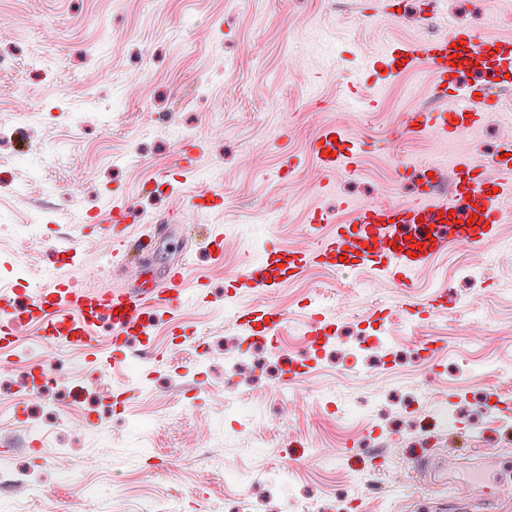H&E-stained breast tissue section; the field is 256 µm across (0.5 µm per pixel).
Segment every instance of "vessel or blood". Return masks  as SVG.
<instances>
[{
	"instance_id": "1",
	"label": "vessel or blood",
	"mask_w": 512,
	"mask_h": 512,
	"mask_svg": "<svg viewBox=\"0 0 512 512\" xmlns=\"http://www.w3.org/2000/svg\"><path fill=\"white\" fill-rule=\"evenodd\" d=\"M426 68L436 99L449 101V108L408 113L403 134H431L447 141L478 127L486 112L497 107L492 89L507 86L512 75V38L477 35L460 24H449L443 32L391 45L385 54L364 60V71H385L396 76ZM480 78L486 95L475 97L463 85L466 74ZM358 134L333 124L323 128L311 152L324 175L352 171L365 148ZM493 173H486L475 154L455 157L450 174L425 165L404 166L401 177L414 183L413 197L392 203L367 202L352 206V223L340 224L335 235L320 236L323 212L308 216L310 247L297 254L272 252L236 279L237 291H273L284 281L296 278L306 267L328 270L370 267L380 277L408 287L413 273L433 257L455 244L474 249L494 240L500 224L512 221V136L502 139ZM449 183L447 196H440L442 183ZM482 222H473V215ZM134 221L129 206L113 201L110 222L116 236H123ZM185 268L169 266L158 285L147 293L94 292L75 281L51 285L37 304L26 308L30 319L43 324L44 338L54 341L67 336L83 341L98 321L112 331V359L126 361L127 337L143 334L148 320L159 308L183 304ZM247 336H272L283 322V313L270 306L244 312ZM465 478L474 488L487 512H504V488L512 484V464L464 458L448 469L449 482Z\"/></svg>"
}]
</instances>
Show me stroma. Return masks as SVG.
I'll return each instance as SVG.
<instances>
[{
	"label": "stroma",
	"mask_w": 512,
	"mask_h": 512,
	"mask_svg": "<svg viewBox=\"0 0 512 512\" xmlns=\"http://www.w3.org/2000/svg\"><path fill=\"white\" fill-rule=\"evenodd\" d=\"M378 0H0V54L16 77L0 80V293L26 305L49 279H78L92 291L148 288L165 267L187 261L188 298L129 341L130 362L102 363L107 327L82 343L47 344L42 325L23 321L13 341L23 360L0 365V463L31 473L34 487L0 490V512H209L245 500L252 512H286L318 503L336 512H406L415 500L448 496V454L504 457L512 410L479 408L512 392V222L478 250L452 245L398 287L367 270L310 266L269 293L235 294L231 277L266 250L306 248L307 217L328 216L322 234L349 223L351 204L411 196L397 169L416 159L450 170L452 155L492 159L512 114V87L480 127L442 142L399 136L404 113L435 109L423 75H361L363 57L396 42L434 34L448 23L512 36L507 0H440L430 25L420 0L394 20ZM96 74L85 94L86 71ZM209 83L206 98L197 87ZM352 88L357 107L340 93ZM361 134L370 148L356 174L322 186L310 146L322 125ZM200 145L196 178L169 190L159 177ZM290 158L304 164L291 174ZM202 187L221 192L213 211L193 207ZM165 221L133 224L144 259L124 264L105 217L113 198ZM283 216L267 223L268 212ZM223 233V252L205 247L203 227ZM76 253L65 265L66 250ZM272 305L285 319L274 339L247 346L224 305ZM446 296L418 320L408 299ZM329 324V347L306 336L313 314ZM386 349H373L375 337ZM368 344L357 364L347 347ZM435 341L431 365L417 351ZM254 354L249 386L225 370L233 354ZM307 381L283 383L289 361ZM480 370L466 371L470 361ZM42 365L55 378L37 387ZM181 415L160 425L169 406ZM391 441L385 466L374 449ZM57 448L37 459L32 443ZM335 456L326 471L316 458ZM292 474L290 486L256 479L265 469Z\"/></svg>",
	"instance_id": "obj_1"
}]
</instances>
